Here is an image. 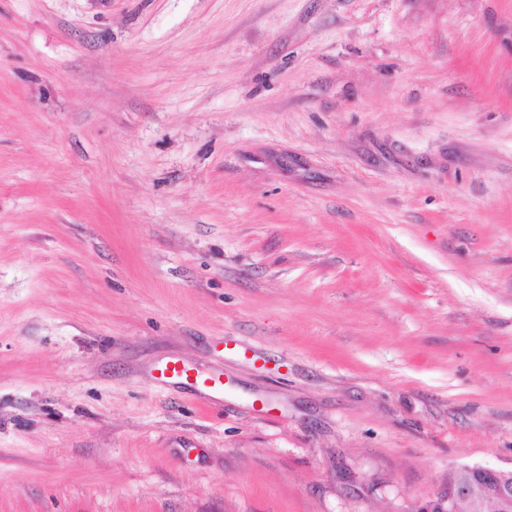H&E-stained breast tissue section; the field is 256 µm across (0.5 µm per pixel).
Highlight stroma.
Instances as JSON below:
<instances>
[{"label":"stroma","mask_w":512,"mask_h":512,"mask_svg":"<svg viewBox=\"0 0 512 512\" xmlns=\"http://www.w3.org/2000/svg\"><path fill=\"white\" fill-rule=\"evenodd\" d=\"M463 464L512 467V0H0V512ZM158 371L162 381L192 391L202 390L212 394H218L221 392L224 385L221 374L203 375L199 372H194L179 360L166 362Z\"/></svg>","instance_id":"1"}]
</instances>
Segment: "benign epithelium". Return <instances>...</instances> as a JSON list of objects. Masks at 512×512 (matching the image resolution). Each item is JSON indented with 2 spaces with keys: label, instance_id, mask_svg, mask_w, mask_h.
<instances>
[{
  "label": "benign epithelium",
  "instance_id": "1",
  "mask_svg": "<svg viewBox=\"0 0 512 512\" xmlns=\"http://www.w3.org/2000/svg\"><path fill=\"white\" fill-rule=\"evenodd\" d=\"M465 477L448 482L446 505L439 512H462L467 504L471 512H512V468L464 467Z\"/></svg>",
  "mask_w": 512,
  "mask_h": 512
}]
</instances>
